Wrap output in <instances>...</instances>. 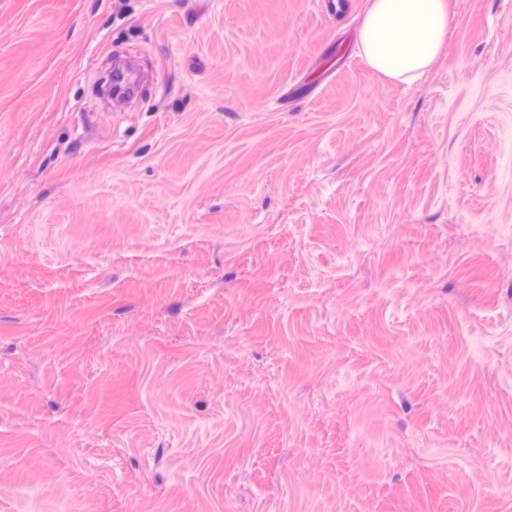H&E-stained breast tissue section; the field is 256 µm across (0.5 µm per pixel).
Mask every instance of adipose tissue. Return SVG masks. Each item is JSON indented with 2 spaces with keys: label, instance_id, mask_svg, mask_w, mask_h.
<instances>
[{
  "label": "adipose tissue",
  "instance_id": "obj_1",
  "mask_svg": "<svg viewBox=\"0 0 512 512\" xmlns=\"http://www.w3.org/2000/svg\"><path fill=\"white\" fill-rule=\"evenodd\" d=\"M447 27L444 0H371L359 48L372 70L409 84L433 63Z\"/></svg>",
  "mask_w": 512,
  "mask_h": 512
}]
</instances>
